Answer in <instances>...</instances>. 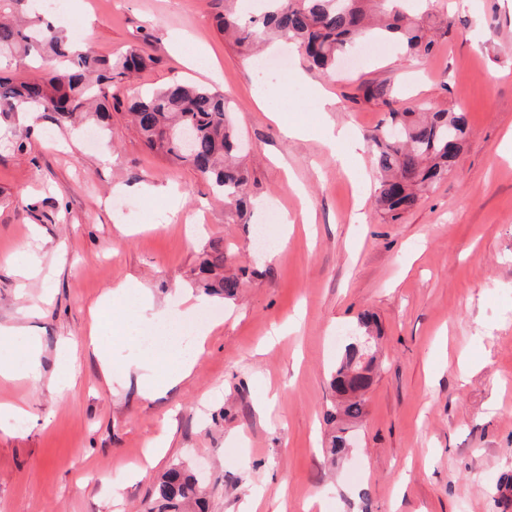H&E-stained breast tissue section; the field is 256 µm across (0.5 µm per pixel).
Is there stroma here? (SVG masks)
Listing matches in <instances>:
<instances>
[{
  "mask_svg": "<svg viewBox=\"0 0 512 512\" xmlns=\"http://www.w3.org/2000/svg\"><path fill=\"white\" fill-rule=\"evenodd\" d=\"M224 8L65 0L54 18L107 59L144 44L153 61L120 97L175 80L224 90L248 141L244 214L191 166L149 152L124 110L98 139L89 121L61 131L45 112L33 125L0 115V324L40 340L43 375L0 377V404L27 412L0 425V512H144L175 463L202 476L208 512L256 496L258 512H304L313 498L325 512H512V0H428L451 33L426 57L359 43L352 66L325 75L281 45L272 60L336 104L325 117L295 91L276 121L255 105L253 59L219 30ZM365 81L387 85L389 104L363 101ZM421 104L465 113L469 136L448 177L391 221L375 208L369 151L329 146L328 129L362 141L390 109ZM272 205L292 219L268 225L288 238L277 256L255 241ZM217 237L227 271L248 274L237 299L187 312ZM129 280L168 308L167 326L213 327L192 374L161 395L132 374L104 382L88 348L98 304L105 349L136 357L126 304L107 298ZM365 315L381 366L350 428L356 448L333 460L330 375ZM64 341L74 360L59 393ZM157 439L166 450L146 464Z\"/></svg>",
  "mask_w": 512,
  "mask_h": 512,
  "instance_id": "stroma-1",
  "label": "stroma"
}]
</instances>
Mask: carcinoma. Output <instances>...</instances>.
Returning <instances> with one entry per match:
<instances>
[{
    "instance_id": "1",
    "label": "carcinoma",
    "mask_w": 512,
    "mask_h": 512,
    "mask_svg": "<svg viewBox=\"0 0 512 512\" xmlns=\"http://www.w3.org/2000/svg\"><path fill=\"white\" fill-rule=\"evenodd\" d=\"M220 30L240 53L275 36L295 45L325 74L356 38L395 41L424 57L449 33L444 22L430 15H411L390 6V0H265L263 9L247 16L226 9ZM33 51L60 60L63 68L40 67L22 82L0 76V113L49 112L59 126L88 111L94 102L100 119H108V90L153 61L138 47L115 59L72 50L68 36L41 19L25 28L0 20V58L27 57ZM360 90L366 102L389 104L383 84L366 82ZM229 112L224 92L181 81L148 89L128 103L132 123L147 149L192 166L225 205L241 211L247 206L248 179L239 162L240 134ZM183 126L196 130L191 156L181 149ZM467 134L461 112L427 107L389 112L385 127L367 136L377 171L375 203L382 215L397 220L417 204L420 191L447 176ZM227 260L223 240H212L199 265L197 285L203 292L225 299L237 296L240 279L224 275ZM357 354L355 347L346 348L344 359L331 373V388L348 394L341 408L347 419L362 415L364 391L371 384L373 361L363 364L356 360ZM203 499L199 479L174 465L155 484L149 512H198Z\"/></svg>"
}]
</instances>
